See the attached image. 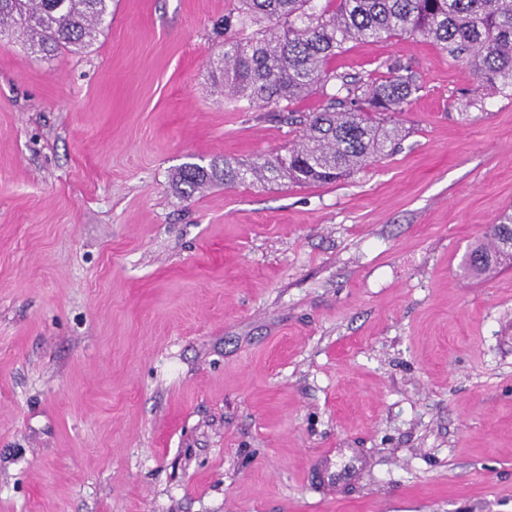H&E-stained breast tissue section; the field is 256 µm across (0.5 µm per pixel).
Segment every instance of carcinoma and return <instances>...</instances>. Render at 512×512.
<instances>
[{"label": "carcinoma", "mask_w": 512, "mask_h": 512, "mask_svg": "<svg viewBox=\"0 0 512 512\" xmlns=\"http://www.w3.org/2000/svg\"><path fill=\"white\" fill-rule=\"evenodd\" d=\"M112 0H0V30L40 53L82 50L95 40ZM237 0L224 18V91L229 99L288 112L297 99L334 83L327 103L303 116V134L288 154L249 168L213 161L185 163L174 175L192 197L208 185L287 179L327 184L346 177L385 151L395 137L385 116L399 112L416 91L410 75L366 83L328 68L355 40L419 34L466 59L491 89L512 85V0ZM490 244L474 247L466 264L481 275L512 257V215L488 230Z\"/></svg>", "instance_id": "obj_1"}]
</instances>
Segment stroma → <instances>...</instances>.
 Here are the masks:
<instances>
[{
	"mask_svg": "<svg viewBox=\"0 0 512 512\" xmlns=\"http://www.w3.org/2000/svg\"><path fill=\"white\" fill-rule=\"evenodd\" d=\"M235 0H112L86 50L0 44V512H512V86L432 41L339 74L418 89L331 184L174 171L302 127L224 96ZM362 464L338 490L320 456ZM490 245H478L467 256L466 264L471 272L481 275L492 269L500 260H511L506 249L507 243L512 244V215L503 217L500 224H493L488 230Z\"/></svg>",
	"mask_w": 512,
	"mask_h": 512,
	"instance_id": "stroma-1",
	"label": "stroma"
}]
</instances>
